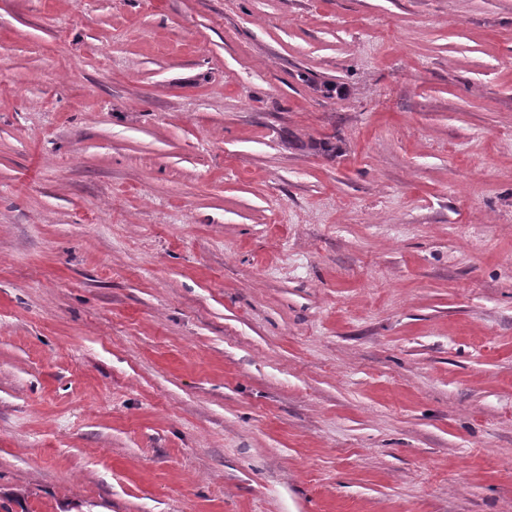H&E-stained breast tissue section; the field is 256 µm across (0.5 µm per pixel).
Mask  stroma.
<instances>
[{
    "mask_svg": "<svg viewBox=\"0 0 512 512\" xmlns=\"http://www.w3.org/2000/svg\"><path fill=\"white\" fill-rule=\"evenodd\" d=\"M0 512H512V0H0Z\"/></svg>",
    "mask_w": 512,
    "mask_h": 512,
    "instance_id": "35a3bbf8",
    "label": "stroma"
}]
</instances>
